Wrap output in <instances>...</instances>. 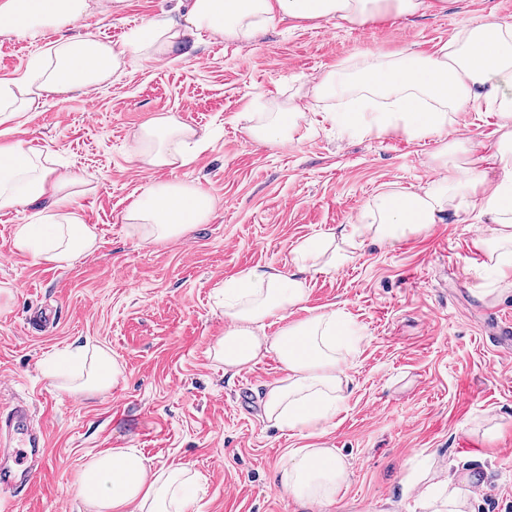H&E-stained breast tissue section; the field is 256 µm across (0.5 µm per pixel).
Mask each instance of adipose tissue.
Wrapping results in <instances>:
<instances>
[{"instance_id":"ef3b65f1","label":"adipose tissue","mask_w":512,"mask_h":512,"mask_svg":"<svg viewBox=\"0 0 512 512\" xmlns=\"http://www.w3.org/2000/svg\"><path fill=\"white\" fill-rule=\"evenodd\" d=\"M122 0H0V36L32 41L55 32L57 41L45 62L32 61L23 77L0 80V125L32 111L46 97L85 93L103 86L127 63L185 60L209 35L229 42L252 41L278 19L324 21L334 18L364 27L386 10L415 15L425 0H191L180 18L161 13L138 26L123 47L82 32L92 10L109 13ZM367 94L329 120L353 136L403 132L413 139H443L436 155L442 176L420 192L386 190L363 211L353 231L343 235L345 251L334 264L361 250L366 242L395 243L406 233H425L442 223L449 205L466 211L478 207L492 223L476 244L500 274L512 270V22L492 18L464 30L436 53L421 56L405 49L391 54L359 55L355 72L322 74L313 87L318 97L347 99L356 87ZM485 102L497 116L500 138L492 147L468 139H451L458 113ZM317 123L305 120L299 105L288 104L251 120L245 132L257 145L276 148L300 142ZM206 132L175 114L162 112L133 132L130 158L141 170L173 171L188 165L207 143ZM498 172L487 184L488 172ZM85 177L57 171L50 151L24 140L0 142V210L35 208L31 223L17 225L14 246L47 264L63 266L93 252L95 227L84 224L73 201L87 189ZM217 205L199 185L153 181L128 207L122 220L149 242L178 240L195 225L207 223ZM325 240L312 238L295 251V272L253 268L225 282L218 301L224 334L212 351L224 371L238 375L260 357L272 355L284 371L269 385L264 414L279 427L300 428L318 437L327 420L342 409L346 377L345 350L359 333L336 310L314 313L287 323L291 309L308 299L306 276L317 270ZM281 321L274 334L268 320ZM123 369L111 352L94 347L85 376L70 381L73 393L103 391L118 384ZM346 479L343 460L334 449L299 448L284 460L279 480L296 500L331 505ZM192 479L186 467L150 470L136 448L100 452L83 468L78 495L90 512H190ZM474 479L449 474L421 497L432 512H470Z\"/></svg>"}]
</instances>
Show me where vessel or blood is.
<instances>
[{"label": "vessel or blood", "mask_w": 512, "mask_h": 512, "mask_svg": "<svg viewBox=\"0 0 512 512\" xmlns=\"http://www.w3.org/2000/svg\"><path fill=\"white\" fill-rule=\"evenodd\" d=\"M0 431L7 432L11 443L0 448V493L18 484H29L30 473L45 445L43 429L33 427L29 409L21 404L0 411Z\"/></svg>", "instance_id": "b4317fda"}]
</instances>
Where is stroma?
Listing matches in <instances>:
<instances>
[{
	"label": "stroma",
	"mask_w": 512,
	"mask_h": 512,
	"mask_svg": "<svg viewBox=\"0 0 512 512\" xmlns=\"http://www.w3.org/2000/svg\"><path fill=\"white\" fill-rule=\"evenodd\" d=\"M406 17L361 28L278 22L256 40L204 39L192 58L136 63L85 95L45 99L13 123L11 138L57 152L61 170L90 178L76 204L98 247L58 267L13 244L31 211H0V405L21 401L46 433L31 490L5 495L0 512H88L80 473L99 452L140 449L151 469L199 475L195 512H311L274 475L304 431L281 429L259 400L282 378L274 356L235 377L209 350L224 334L215 292L258 266L293 271L305 239L357 223L379 191H419L438 177L435 140L403 133L352 138L322 121L347 102L316 98L326 71L365 51L429 54L488 16L512 21V0H426ZM171 0H124L87 32L121 46L127 32ZM57 39L0 37V79L20 77ZM294 101L320 120L318 134L276 149L252 144L247 113ZM172 112L210 131L177 172H144L129 157L134 130ZM193 182L219 200L211 220L182 239L145 242L122 222L149 180ZM477 211L449 208L427 234L366 246L351 261L310 273L304 306L343 311L362 337L347 357V400L318 443L335 449L348 478L324 512H426L425 485L451 470L482 475L475 512H512V357L489 337L490 316L512 313L475 244ZM109 348L119 384L75 395L46 371L72 345Z\"/></svg>",
	"instance_id": "stroma-1"
}]
</instances>
